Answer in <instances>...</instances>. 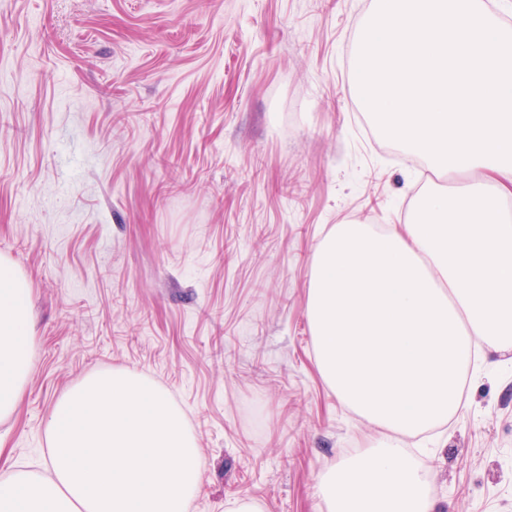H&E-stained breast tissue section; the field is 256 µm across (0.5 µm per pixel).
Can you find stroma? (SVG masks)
<instances>
[{"label":"stroma","instance_id":"obj_1","mask_svg":"<svg viewBox=\"0 0 512 512\" xmlns=\"http://www.w3.org/2000/svg\"><path fill=\"white\" fill-rule=\"evenodd\" d=\"M374 0H0V255L31 284V372L0 473L42 470L57 400L127 369L165 391L233 498L321 512L318 475L378 433L316 370L312 254L387 224L427 176L351 83ZM406 437L436 512H512V362Z\"/></svg>","mask_w":512,"mask_h":512}]
</instances>
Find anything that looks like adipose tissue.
<instances>
[{"mask_svg": "<svg viewBox=\"0 0 512 512\" xmlns=\"http://www.w3.org/2000/svg\"><path fill=\"white\" fill-rule=\"evenodd\" d=\"M461 187L413 191L406 220L334 225L319 241L306 317L316 367L382 430L317 481L323 512H433L402 438L463 406L472 358L512 354V172L469 167ZM28 276L0 256V418L31 369Z\"/></svg>", "mask_w": 512, "mask_h": 512, "instance_id": "obj_1", "label": "adipose tissue"}]
</instances>
